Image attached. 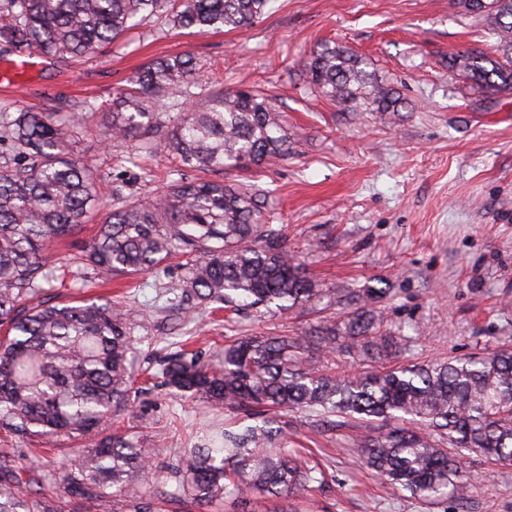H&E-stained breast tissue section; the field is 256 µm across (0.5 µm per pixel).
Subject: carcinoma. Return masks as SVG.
<instances>
[{
	"label": "carcinoma",
	"instance_id": "carcinoma-1",
	"mask_svg": "<svg viewBox=\"0 0 512 512\" xmlns=\"http://www.w3.org/2000/svg\"><path fill=\"white\" fill-rule=\"evenodd\" d=\"M271 0H0V52L82 58L144 23L199 34L237 29L264 15ZM482 15L499 55L458 51L448 68L485 93L512 91V0H458ZM348 47L324 42L312 52L306 79L324 96L358 112H397L387 88ZM195 59L176 55L149 63L131 88L110 101L86 100L80 117L0 107V433L66 440L72 448L40 478L55 494L21 490L17 469L27 452L0 448V512H61L57 495L111 512H252L254 500L290 501L319 489L316 457L288 447L278 413L338 417L359 431L365 468L409 496L437 504L471 497L469 455L512 464V348L483 356L392 365L336 377L311 360L313 349L394 359L411 337L383 328L374 288H322L285 245L262 194L251 186L186 177L222 173L288 157V135L274 102L254 90H228L196 100ZM101 119L107 138L128 143L138 165L159 144L178 159L172 177L150 201L112 188V209L95 237L61 265L50 243L81 231L107 203L90 165L77 159L81 130ZM184 260L175 294L192 313L220 304L236 312L273 308L288 315L323 306L336 316L302 336H245L210 358L179 349L139 382L133 362L136 320L118 301L41 300L44 285L67 277L109 282L153 273L169 258ZM162 388L175 398L222 406L255 420L203 435L165 465L153 487L141 482L153 450L110 432L131 411V393ZM400 425L384 429L390 421Z\"/></svg>",
	"mask_w": 512,
	"mask_h": 512
}]
</instances>
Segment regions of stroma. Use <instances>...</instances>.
<instances>
[{
  "instance_id": "obj_1",
  "label": "stroma",
  "mask_w": 512,
  "mask_h": 512,
  "mask_svg": "<svg viewBox=\"0 0 512 512\" xmlns=\"http://www.w3.org/2000/svg\"><path fill=\"white\" fill-rule=\"evenodd\" d=\"M333 40L367 59L385 85L400 92L401 112H354L312 91L303 80L311 53ZM497 40L480 16L457 0H274L254 24L205 35L186 30L132 29L102 53L61 62L47 56L18 89L0 87L1 105L38 112H73L79 102L111 99L152 61L189 55L207 91L255 87L271 95L292 142L288 159L267 167L225 172L224 180L255 184L283 226L290 251L326 288H376L384 324L410 336L405 362L466 357L512 336V92L483 94L448 69L452 52L494 51ZM80 156L93 163L104 189L151 199L175 161L165 152L123 162L126 147L89 127ZM152 181L141 177L142 168ZM178 259L161 274L117 280L104 296L135 312L136 358L154 369L166 353L191 341L215 354L237 336L301 335L320 314L298 310L288 319L269 311L188 317L157 297V284L177 281ZM134 416L120 426L158 451L146 477L159 485L168 459L191 434L223 428L234 413L156 390L136 398ZM290 443L323 449L326 492L306 512H460L457 502L424 505L361 469L350 444L354 428L319 430L315 418L287 417ZM48 439H0L30 448L21 487L46 470ZM481 478L471 512H512V466L473 457Z\"/></svg>"
}]
</instances>
